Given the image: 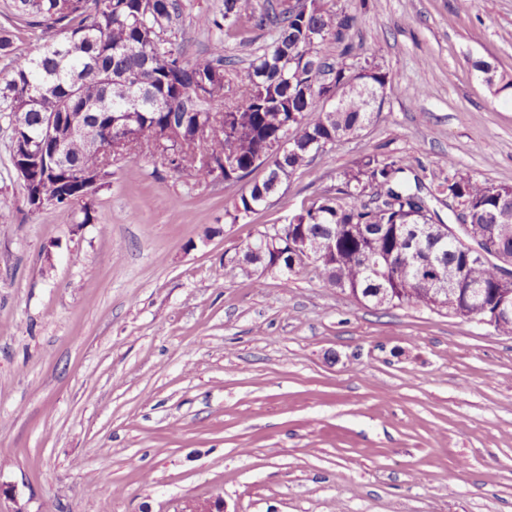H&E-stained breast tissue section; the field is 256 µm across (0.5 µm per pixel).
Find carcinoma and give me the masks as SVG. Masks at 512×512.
Listing matches in <instances>:
<instances>
[{
    "instance_id": "cac0c4a2",
    "label": "carcinoma",
    "mask_w": 512,
    "mask_h": 512,
    "mask_svg": "<svg viewBox=\"0 0 512 512\" xmlns=\"http://www.w3.org/2000/svg\"><path fill=\"white\" fill-rule=\"evenodd\" d=\"M289 0H224L221 16H206L210 30L241 36L266 30L271 44L255 54L244 79H233L234 62L218 40L208 54L185 56L174 23L177 0H12V14L35 32L32 54L15 56L10 32L0 28V112L8 113L12 140L24 141L28 152L12 150L13 166H33L32 180L48 188L58 207H71L94 195L98 187L86 173L100 169V158L77 134V119H91L102 131L135 136L136 153L153 156L162 130L176 124L181 141L173 143L168 164L195 169L199 181L209 168L199 156L229 161L224 181L237 182L271 164L266 178L234 200L225 217L235 224L264 209L271 196L297 170L342 138L356 137L381 112L380 93L391 82L378 63L361 67L359 80L345 64L329 61L321 51L326 39L350 55V32L357 17L310 0L308 10H295ZM61 120L62 143L44 138L46 121ZM446 175L433 185L434 198L447 197L466 206L471 233L481 238L491 230L486 216L512 186H494L458 171L453 159L441 160ZM404 159L385 154L363 157L342 173L335 192L318 195L283 225L286 241L273 252L257 235L241 248V259L263 272L298 273L289 243L308 239L322 252L313 268L326 288L336 286L375 307L417 305L459 315L451 304L436 303L434 271L400 276L390 270L375 274L369 259H396L403 248L404 227L429 224L422 183L405 177ZM336 236L334 247L323 245ZM438 264L464 270V279L486 289V301L500 300L499 269L443 250Z\"/></svg>"
}]
</instances>
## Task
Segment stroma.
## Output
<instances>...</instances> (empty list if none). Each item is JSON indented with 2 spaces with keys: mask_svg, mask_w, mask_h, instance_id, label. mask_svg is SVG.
I'll return each mask as SVG.
<instances>
[{
  "mask_svg": "<svg viewBox=\"0 0 512 512\" xmlns=\"http://www.w3.org/2000/svg\"><path fill=\"white\" fill-rule=\"evenodd\" d=\"M357 15L381 112L233 224L237 183L113 166L71 209L31 210L0 115V512H512V336L364 306L312 271L220 277L226 257L367 154L431 185L442 157L512 186V0H323ZM187 56L224 0H179Z\"/></svg>",
  "mask_w": 512,
  "mask_h": 512,
  "instance_id": "obj_1",
  "label": "stroma"
}]
</instances>
